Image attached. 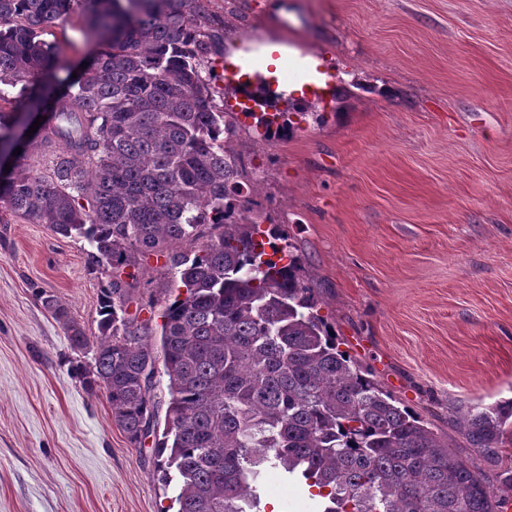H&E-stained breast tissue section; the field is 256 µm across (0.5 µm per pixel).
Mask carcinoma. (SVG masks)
I'll return each mask as SVG.
<instances>
[{"mask_svg": "<svg viewBox=\"0 0 512 512\" xmlns=\"http://www.w3.org/2000/svg\"><path fill=\"white\" fill-rule=\"evenodd\" d=\"M82 17L77 77L41 39ZM224 22L203 0H0V202L16 218L85 240L109 267L98 336L66 322L81 386L104 390L134 446L157 431L158 363L168 378L160 479L177 474L176 512H256L264 471L318 488V512H507L512 503V398L462 416L466 441L500 466L493 492L423 420L393 403L318 312L292 240L252 210L224 80ZM22 112H46L18 138ZM43 157L45 169L31 163ZM182 243L196 245L177 252ZM288 253V264L274 260ZM165 258L184 291L161 313L160 352L128 313L123 277L136 256Z\"/></svg>", "mask_w": 512, "mask_h": 512, "instance_id": "carcinoma-1", "label": "carcinoma"}]
</instances>
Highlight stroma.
Returning a JSON list of instances; mask_svg holds the SVG:
<instances>
[{"label":"stroma","instance_id":"stroma-1","mask_svg":"<svg viewBox=\"0 0 512 512\" xmlns=\"http://www.w3.org/2000/svg\"><path fill=\"white\" fill-rule=\"evenodd\" d=\"M224 59L261 47L324 65L332 99L283 105L268 139L238 114L235 147L265 226L291 235L342 350L497 488L460 416L512 397V0H208ZM43 38L79 66L66 16ZM84 240L0 223V512H166L154 440L131 445L104 391L70 374L54 295L96 336L106 269ZM171 273L141 257L129 313L160 344ZM315 512L311 489L263 476L261 508Z\"/></svg>","mask_w":512,"mask_h":512}]
</instances>
